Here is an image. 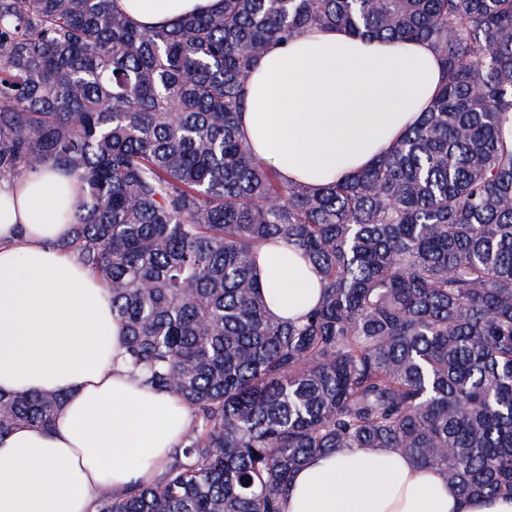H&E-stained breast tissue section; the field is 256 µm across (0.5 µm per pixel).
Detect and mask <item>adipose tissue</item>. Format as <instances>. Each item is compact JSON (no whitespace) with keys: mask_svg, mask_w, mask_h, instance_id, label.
Segmentation results:
<instances>
[{"mask_svg":"<svg viewBox=\"0 0 512 512\" xmlns=\"http://www.w3.org/2000/svg\"><path fill=\"white\" fill-rule=\"evenodd\" d=\"M222 0H118L144 25L209 13ZM445 80L424 41L314 28L270 48L245 84L240 130L283 179L312 189L371 166L414 126ZM56 174L0 182V393H61L52 429L0 436V512H92L104 492L150 485L192 424L177 397L122 364L112 296L60 244ZM269 311L295 320L320 301V276L280 243L259 251ZM283 512H512L508 494L466 499L438 469L394 448L311 455Z\"/></svg>","mask_w":512,"mask_h":512,"instance_id":"adipose-tissue-1","label":"adipose tissue"}]
</instances>
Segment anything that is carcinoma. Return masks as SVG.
Wrapping results in <instances>:
<instances>
[{
  "instance_id": "cac0c4a2",
  "label": "carcinoma",
  "mask_w": 512,
  "mask_h": 512,
  "mask_svg": "<svg viewBox=\"0 0 512 512\" xmlns=\"http://www.w3.org/2000/svg\"><path fill=\"white\" fill-rule=\"evenodd\" d=\"M117 0H0V180L78 182L63 248L112 294L126 362L192 427L94 512H281L296 470L396 448L465 498L512 495V0H224L141 26ZM343 28L433 46L447 78L372 166L320 191L239 136L273 44ZM320 273L273 316L258 251ZM59 395L0 394V436Z\"/></svg>"
}]
</instances>
